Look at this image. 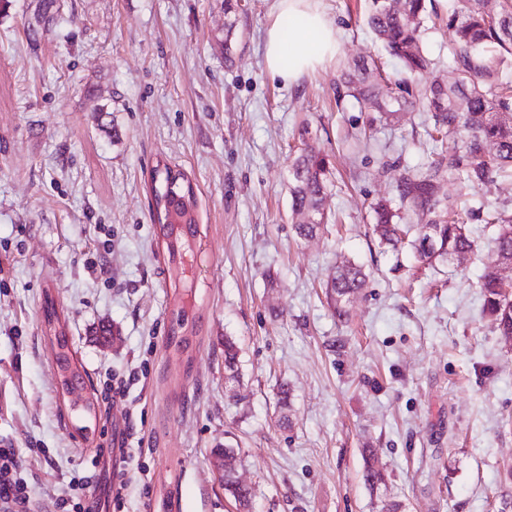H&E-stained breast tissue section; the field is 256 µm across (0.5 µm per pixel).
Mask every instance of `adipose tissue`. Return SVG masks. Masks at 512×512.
I'll use <instances>...</instances> for the list:
<instances>
[{
  "mask_svg": "<svg viewBox=\"0 0 512 512\" xmlns=\"http://www.w3.org/2000/svg\"><path fill=\"white\" fill-rule=\"evenodd\" d=\"M321 0H275V17L265 36L267 72L288 85L322 67L336 54L338 31ZM289 24H282V17Z\"/></svg>",
  "mask_w": 512,
  "mask_h": 512,
  "instance_id": "obj_1",
  "label": "adipose tissue"
}]
</instances>
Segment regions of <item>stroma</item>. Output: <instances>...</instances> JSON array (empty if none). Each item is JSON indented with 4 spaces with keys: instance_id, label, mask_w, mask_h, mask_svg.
Wrapping results in <instances>:
<instances>
[{
    "instance_id": "obj_1",
    "label": "stroma",
    "mask_w": 512,
    "mask_h": 512,
    "mask_svg": "<svg viewBox=\"0 0 512 512\" xmlns=\"http://www.w3.org/2000/svg\"><path fill=\"white\" fill-rule=\"evenodd\" d=\"M41 3L0 0V448L17 451L30 512H239L215 465L225 447L250 512H512V338L479 288L494 230L474 224L458 266L373 236L371 204L395 198L400 167L429 163L434 146L430 113L368 139V113L336 97L345 67L402 69L367 0H322L339 50L291 86L265 66L274 0H56L46 23ZM305 143L336 174L309 239L288 195ZM163 165L198 198L196 334L180 356L150 206ZM478 197L512 203V181L453 185L444 204ZM346 258L368 281L341 320L326 281ZM48 295L95 392L84 426L57 389ZM116 378L129 394L105 400Z\"/></svg>"
}]
</instances>
